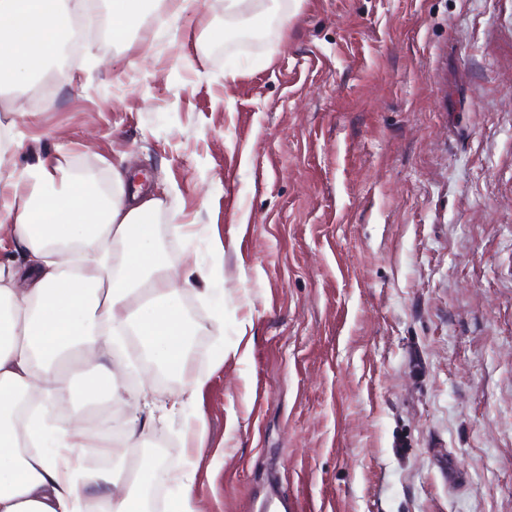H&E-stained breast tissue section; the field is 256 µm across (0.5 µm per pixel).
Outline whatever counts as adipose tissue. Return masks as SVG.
Segmentation results:
<instances>
[{
    "mask_svg": "<svg viewBox=\"0 0 512 512\" xmlns=\"http://www.w3.org/2000/svg\"><path fill=\"white\" fill-rule=\"evenodd\" d=\"M83 0H0V82L38 75L62 46L65 19ZM163 201L135 190L103 196L91 179L41 160L0 183V217L24 255L0 261V512H148L127 478V449L148 426L132 412L121 435H98L83 418L49 427L41 413L17 424L20 399L43 402L98 395L128 407L111 368L75 387L62 369L72 356L90 363L104 337L133 329L150 367L178 373L190 324L182 289L217 276L186 252L174 267L158 243ZM107 457L88 468L85 457Z\"/></svg>",
    "mask_w": 512,
    "mask_h": 512,
    "instance_id": "adipose-tissue-1",
    "label": "adipose tissue"
}]
</instances>
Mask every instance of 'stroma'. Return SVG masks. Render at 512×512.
Masks as SVG:
<instances>
[{"label":"stroma","instance_id":"1","mask_svg":"<svg viewBox=\"0 0 512 512\" xmlns=\"http://www.w3.org/2000/svg\"><path fill=\"white\" fill-rule=\"evenodd\" d=\"M100 25L40 108L35 81L0 90V175L56 157L109 194L138 168L173 263L184 225L224 241L223 305L181 293L183 373L117 377L154 414L141 462L187 473L198 512L272 489L512 512V0H150L123 40Z\"/></svg>","mask_w":512,"mask_h":512}]
</instances>
